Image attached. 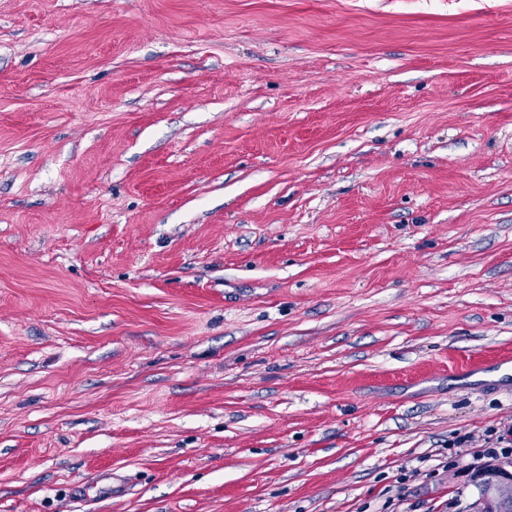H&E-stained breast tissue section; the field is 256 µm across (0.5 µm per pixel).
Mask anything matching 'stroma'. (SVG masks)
Wrapping results in <instances>:
<instances>
[{"instance_id": "stroma-1", "label": "stroma", "mask_w": 512, "mask_h": 512, "mask_svg": "<svg viewBox=\"0 0 512 512\" xmlns=\"http://www.w3.org/2000/svg\"><path fill=\"white\" fill-rule=\"evenodd\" d=\"M506 354L512 0H0V512H474ZM110 479L112 477L108 474H102L92 480L78 482L75 485V491L79 497L83 498L96 499L105 495L112 496V482H108Z\"/></svg>"}]
</instances>
